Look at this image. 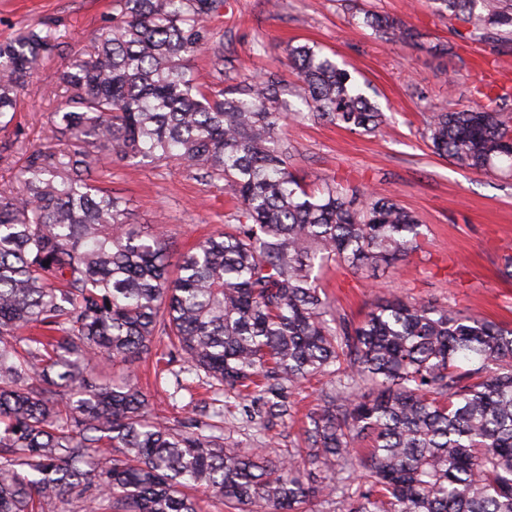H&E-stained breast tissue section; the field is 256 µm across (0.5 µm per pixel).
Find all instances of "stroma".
<instances>
[{"label":"stroma","instance_id":"obj_1","mask_svg":"<svg viewBox=\"0 0 512 512\" xmlns=\"http://www.w3.org/2000/svg\"><path fill=\"white\" fill-rule=\"evenodd\" d=\"M367 10L402 20L414 29V40L385 43L362 26ZM111 19L112 0H0V40L47 20L61 34L60 48L22 99L17 122L27 145L52 146L47 117L65 99L55 73L73 55L91 50ZM209 26L213 44L189 62L201 80L216 78L214 53L220 50L233 75L277 72L282 99L297 103L300 81L288 48L308 43L351 64L385 115L377 133L307 119L285 129L292 170L308 190L341 178L365 192L390 194L425 226L419 251L394 268L359 275L327 270L321 286L338 313L357 322L397 294L512 326V277L501 262L512 248V176L459 168L434 154L423 137L428 113L473 105L479 79H494L499 67L512 68V54L503 55L493 40H461L429 0H226ZM103 178L122 198L130 223L165 227L174 260L234 212L223 183L179 166L116 162L104 166ZM130 371L155 415L170 421L185 416V407L167 397L171 379L156 377L152 361H133ZM317 394L316 388L306 389L293 421L270 429V457L296 439Z\"/></svg>","mask_w":512,"mask_h":512}]
</instances>
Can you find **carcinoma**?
<instances>
[{
    "instance_id": "carcinoma-1",
    "label": "carcinoma",
    "mask_w": 512,
    "mask_h": 512,
    "mask_svg": "<svg viewBox=\"0 0 512 512\" xmlns=\"http://www.w3.org/2000/svg\"><path fill=\"white\" fill-rule=\"evenodd\" d=\"M461 39L506 35L512 0H432ZM225 0H112V26L58 71L67 103L49 116L58 150L20 131L0 162V512H320L352 467L342 512H512V329L394 296L358 324L336 314L318 272L391 267L420 249L422 224L392 197L333 179L309 192L283 131L313 118L374 132L383 113L351 72L307 44L289 49L306 111H282L270 72L224 88L189 58L211 42ZM387 42L414 37L374 11ZM60 35L0 40V131ZM429 116L424 137L450 162L512 173L511 92ZM176 163L224 182L234 223L171 271L168 239L128 222L96 174L107 162ZM48 265H43V262ZM167 347L212 393L175 423L131 380L90 382L106 360ZM322 382L288 455L224 437V407L250 404L263 429ZM371 441L353 462L354 444Z\"/></svg>"
}]
</instances>
